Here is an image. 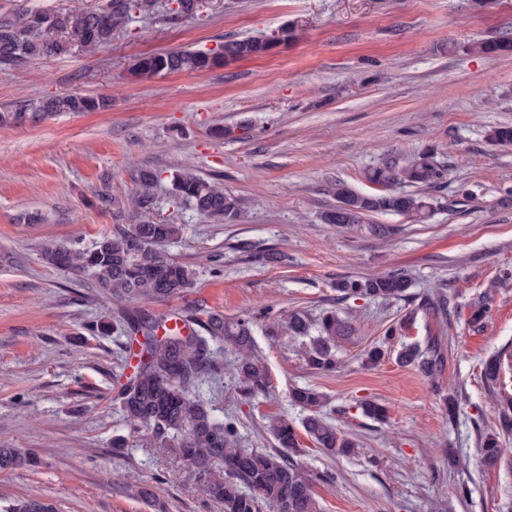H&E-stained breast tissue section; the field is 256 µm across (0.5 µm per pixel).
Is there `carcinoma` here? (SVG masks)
<instances>
[{"label": "carcinoma", "instance_id": "cac0c4a2", "mask_svg": "<svg viewBox=\"0 0 512 512\" xmlns=\"http://www.w3.org/2000/svg\"><path fill=\"white\" fill-rule=\"evenodd\" d=\"M177 7L168 8L171 20L192 17L199 0H170ZM156 0H102L95 9L71 8L64 11H39L21 8L16 12H0V64L36 63L46 57L67 54L78 47L86 54L94 53L112 41V35L124 30L137 18L153 15ZM272 45L265 37L228 39L217 50H174L143 55L134 65V75L151 79L179 72H202L239 60L258 57ZM477 49L484 54L512 52V40L482 42ZM109 107L103 96L60 93L41 99L25 100L10 110L0 111V125H14L21 114L48 119L61 113L98 112ZM443 176L432 156L425 153L404 165L387 161L369 171L368 181L387 191L376 194L358 193L344 184L331 187L336 206L325 212L327 224L367 230L385 237L392 228L374 224L376 213L408 215L418 220L427 217L432 208L431 197L397 193L389 187L409 183L432 186ZM159 173L140 168L134 174L135 188L125 199L103 192L99 201L107 209L128 215L129 225L117 226L87 248L62 240L46 244L43 257L47 264L68 269L76 274H89L94 287L127 304L121 319L134 334L142 336L136 362L125 361L132 369L130 378L120 391L124 419L133 428L150 430L163 448L179 449V457L200 474L209 476L206 495L224 507V512H319L314 498L313 478L292 456L298 447L295 427L285 418L268 422L267 429L278 441L273 451H256L240 447L237 427L212 414L196 398V383L203 377L216 379L224 373L211 349L219 341L237 354L234 374L249 395L261 393L269 384L268 371L253 352V318L227 319L216 312L206 313L200 322L205 335L189 324L156 319L137 303L163 301L182 295L193 284V271L171 258L161 246L179 239L183 225L165 219H153V188ZM175 199L191 205L198 213L217 220L239 217L238 200L224 192L221 178H203L189 169L171 173ZM409 288L407 274L395 270L366 279L348 278L336 282V290L348 296L378 298L385 301L403 297ZM450 299L443 291L421 298L419 309L438 316H448ZM285 327L294 337H306L302 353L307 366L320 373L336 369V340L352 332L351 324L336 313L325 312L316 321L317 335H309L311 324L299 312L268 324L271 332ZM401 364H418L430 376L438 374L445 362L441 343L434 340L426 350L404 347L398 356ZM503 362L492 358L485 362L486 382L500 380ZM292 402L311 412L303 422L307 435L316 447L330 456H344L354 451L355 443L337 431L320 409L324 396L311 388H294ZM507 449L495 434L480 440L482 462L494 467ZM32 454L17 448H0V470L32 467ZM222 467V473L213 470ZM7 512H58L56 505L39 497H19Z\"/></svg>", "mask_w": 512, "mask_h": 512}]
</instances>
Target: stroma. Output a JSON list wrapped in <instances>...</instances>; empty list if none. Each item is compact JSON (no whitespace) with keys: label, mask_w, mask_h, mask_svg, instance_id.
Masks as SVG:
<instances>
[{"label":"stroma","mask_w":512,"mask_h":512,"mask_svg":"<svg viewBox=\"0 0 512 512\" xmlns=\"http://www.w3.org/2000/svg\"><path fill=\"white\" fill-rule=\"evenodd\" d=\"M167 7L158 0L153 19L135 20L94 54L0 67V106L62 92L111 101L104 112L0 126V446L39 459L33 469L0 471V512L25 495L59 512H222L204 476L124 420L128 339L111 326L120 302L89 275L41 257L48 241L87 247L126 223L96 194L106 185L127 196L142 167L160 174L154 217L184 226L166 252L195 272L183 296L145 310L187 318L298 310L313 320L333 310L353 322L335 371L323 374L306 366L300 339L269 336L257 317L255 350L270 387L252 396L231 370L234 352L218 351L226 370L203 380L199 394L236 422L242 447L275 448L266 429L275 417L300 429L306 413L289 393L311 387L356 443L353 454L332 457L300 430L296 459L315 478L321 512H512V435L501 434L497 408L512 394V371L493 386L482 375L490 357L512 356V146L488 138L512 125V53L475 49L512 38V0H201L195 16L176 22ZM250 36L275 45L204 72L132 74L145 54L215 50ZM222 126L230 136L212 137ZM426 151L443 171L427 190V219L373 215L395 225L388 238L324 223L336 204L330 184L375 193L368 169ZM186 163L222 176L241 221L217 222L172 198L167 176ZM267 251L282 262L263 263ZM395 270L411 278L399 300L335 288ZM441 288L451 298L443 319L418 307ZM485 292L491 310L471 324ZM96 322L108 328L93 336L87 327ZM434 338L445 352L439 375L397 363L403 345ZM373 347L384 356L370 366L364 353ZM449 394L459 402L453 420ZM367 401L387 407L386 419L366 417ZM496 432L509 454L488 468L478 442ZM144 484L153 499L139 496Z\"/></svg>","instance_id":"35a3bbf8"}]
</instances>
